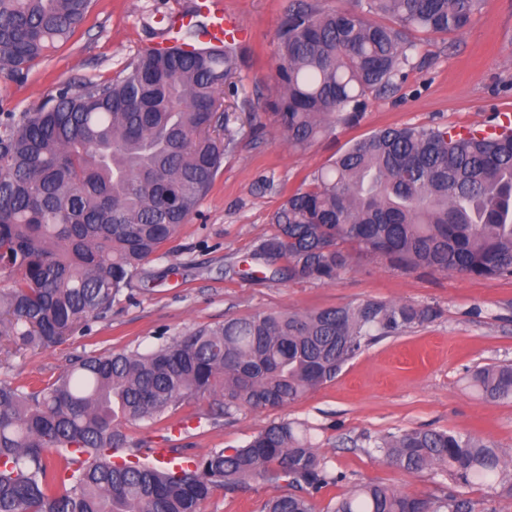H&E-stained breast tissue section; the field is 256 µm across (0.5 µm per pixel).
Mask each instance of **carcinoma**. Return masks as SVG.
Here are the masks:
<instances>
[{
	"label": "carcinoma",
	"mask_w": 512,
	"mask_h": 512,
	"mask_svg": "<svg viewBox=\"0 0 512 512\" xmlns=\"http://www.w3.org/2000/svg\"><path fill=\"white\" fill-rule=\"evenodd\" d=\"M483 0H365L289 9L276 47L270 121L305 149L361 116L410 65L413 29L459 33ZM91 0H0V72L16 77L66 42ZM387 16L391 23L373 19ZM235 51L147 50L114 78L67 87L29 112L0 108V338L48 349L112 306L133 273L178 234L224 160L216 129ZM249 255L252 275L333 281L348 247L406 270L512 277V130L386 128L351 144L273 213ZM431 306L367 300L314 312H261L202 326L153 351L86 356L53 381H0V512H200L216 490L255 481L283 492L260 512H314L346 480L297 425L273 421L240 448L186 465L116 459L125 429L190 399L224 410L288 405L334 379L376 337L433 320ZM470 383L512 398V365ZM385 461L512 496L494 442L435 429L374 440ZM330 512H473L462 494L360 483Z\"/></svg>",
	"instance_id": "carcinoma-1"
}]
</instances>
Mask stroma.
<instances>
[{"label": "stroma", "mask_w": 512, "mask_h": 512, "mask_svg": "<svg viewBox=\"0 0 512 512\" xmlns=\"http://www.w3.org/2000/svg\"><path fill=\"white\" fill-rule=\"evenodd\" d=\"M223 2L248 36L224 85L230 135L210 192L106 314L81 323L45 351L18 353L0 342V379L45 383L76 358L146 353L198 327L258 311L313 312L368 299L429 305L438 312L432 322L376 339L335 379L287 406L233 408L214 420L210 400H193L161 420L128 426L126 434L144 451L176 448L193 456L241 447L273 421L300 423L328 469L347 476L315 495V512H326L332 498L348 494L355 479L407 492H454L442 477L388 465L370 441L403 429H441L491 440L512 453V399H486L468 383L475 368L512 362V277L405 271L357 253L331 283L259 281L247 276V258L272 233L270 218L288 194L352 142L388 127L473 128L491 113H512V0H484L480 15L461 33L409 32L411 65L394 88L369 96L357 125L337 128L303 151L289 148L267 120L279 29L296 0ZM193 3L92 0L84 24L24 78L0 76V107L34 109L60 88L114 77L159 41L160 17ZM272 494L258 481L244 492L217 491L200 510L259 512Z\"/></svg>", "instance_id": "stroma-1"}]
</instances>
